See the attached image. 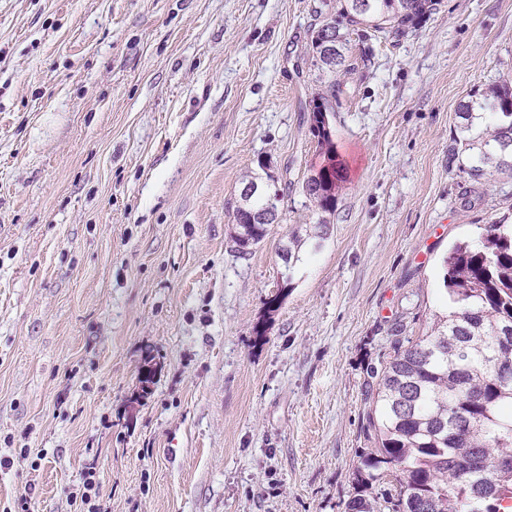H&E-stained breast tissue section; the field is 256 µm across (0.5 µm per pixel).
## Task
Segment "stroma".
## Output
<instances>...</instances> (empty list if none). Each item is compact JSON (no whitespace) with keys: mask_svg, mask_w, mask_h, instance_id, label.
Returning <instances> with one entry per match:
<instances>
[{"mask_svg":"<svg viewBox=\"0 0 512 512\" xmlns=\"http://www.w3.org/2000/svg\"><path fill=\"white\" fill-rule=\"evenodd\" d=\"M318 2L0 0V512H78L90 467L106 512H345L367 367L445 311L449 247L512 214V178L448 166L468 93L512 77V0L351 37L347 182L289 272ZM259 170L288 194L243 258ZM273 209L270 207L266 212H251L250 224L248 215H244L236 205L232 207L233 223L237 224L239 230L235 240L241 257L251 254L250 246L259 244L266 237L268 229L264 224L269 222Z\"/></svg>","mask_w":512,"mask_h":512,"instance_id":"obj_1","label":"stroma"}]
</instances>
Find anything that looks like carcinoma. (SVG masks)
Wrapping results in <instances>:
<instances>
[{"label": "carcinoma", "instance_id": "1", "mask_svg": "<svg viewBox=\"0 0 512 512\" xmlns=\"http://www.w3.org/2000/svg\"><path fill=\"white\" fill-rule=\"evenodd\" d=\"M440 0H342L332 11L328 0L314 7L312 64L331 80L317 94L312 132L329 173L314 170L302 192L314 208L315 237L323 236L325 215L336 211L346 181L336 162L330 114L343 94L336 72L343 66L347 35L396 41L415 31L438 9ZM460 135L448 147V166L474 181L494 173L512 176V81L475 89L460 105ZM266 194L250 207L265 211L288 190L272 176ZM238 226V254L246 257L267 227L248 223L232 208ZM508 217L485 228L478 246L455 244L443 259L448 311L431 332L413 342L403 326L392 330V355L381 369H367V399L374 408L368 427L377 447L362 455L355 472L349 512H410L426 499L429 512H512V230ZM302 239L288 235V270L300 261ZM395 468V495L366 494L384 470ZM486 482L492 493L475 495Z\"/></svg>", "mask_w": 512, "mask_h": 512}]
</instances>
